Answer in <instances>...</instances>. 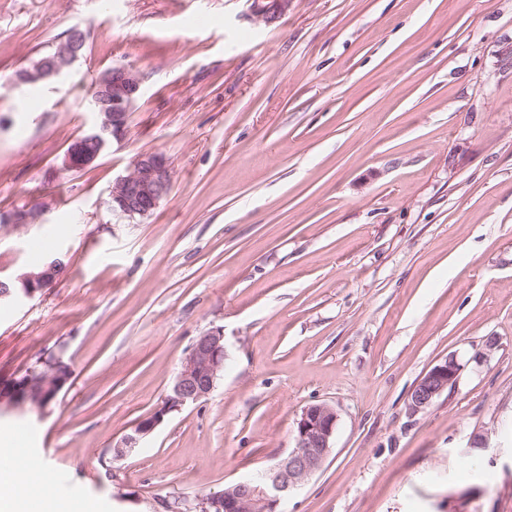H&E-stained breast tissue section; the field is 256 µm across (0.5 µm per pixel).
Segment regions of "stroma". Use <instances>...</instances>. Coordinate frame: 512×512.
<instances>
[{
	"label": "stroma",
	"mask_w": 512,
	"mask_h": 512,
	"mask_svg": "<svg viewBox=\"0 0 512 512\" xmlns=\"http://www.w3.org/2000/svg\"><path fill=\"white\" fill-rule=\"evenodd\" d=\"M253 5L0 0V212H41L0 224V278L69 259L0 301V384L52 353L72 373L0 433L28 434L73 512H163L273 466L325 402L334 448L283 512H512V0ZM75 26L79 58L17 83ZM114 66L141 78L127 137L63 171ZM146 152L171 186L131 221L109 190ZM215 327L211 394L110 460ZM451 353L456 384L410 413ZM293 0H254L256 13L267 23L276 22L287 13ZM60 264V260H54L43 267L32 271L34 273H23L16 278L22 284V288H18L13 292L9 286L0 282V298H10L20 300L24 298H32L36 293H41L46 288H50L58 279L59 274L56 273V267ZM43 270V271H42Z\"/></svg>",
	"instance_id": "obj_1"
}]
</instances>
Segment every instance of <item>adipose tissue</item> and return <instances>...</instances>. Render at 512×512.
Masks as SVG:
<instances>
[{"mask_svg":"<svg viewBox=\"0 0 512 512\" xmlns=\"http://www.w3.org/2000/svg\"><path fill=\"white\" fill-rule=\"evenodd\" d=\"M44 493L34 495L31 483L21 468H13L0 476V512H25L29 503H36L35 512H69V506L60 493L54 491L50 471H43Z\"/></svg>","mask_w":512,"mask_h":512,"instance_id":"adipose-tissue-1","label":"adipose tissue"}]
</instances>
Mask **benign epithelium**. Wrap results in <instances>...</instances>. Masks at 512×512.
I'll return each mask as SVG.
<instances>
[{
    "instance_id": "benign-epithelium-1",
    "label": "benign epithelium",
    "mask_w": 512,
    "mask_h": 512,
    "mask_svg": "<svg viewBox=\"0 0 512 512\" xmlns=\"http://www.w3.org/2000/svg\"><path fill=\"white\" fill-rule=\"evenodd\" d=\"M293 0H254L256 13L267 23L277 21L287 13ZM78 46L64 47L50 61H41L18 75L17 83L35 79L46 80L60 75L76 58ZM141 80L130 68L114 66L100 74L91 100L98 120L94 128L82 135L62 159L66 171H80L92 166L107 146L121 141L128 132V117L140 95ZM171 170L164 155L142 153L133 161L127 175L112 183L109 198L112 209L130 219L149 216L168 194ZM60 261L48 263L38 274L23 273L17 277L22 288L12 291L0 282V298L20 300L31 298L51 287L58 279L56 267ZM227 354L224 331L216 327L198 336L185 357L166 403L155 415L142 420L133 433L113 446L121 459L135 450L141 439L153 432L171 411L185 403L196 402L210 395L224 372ZM460 363L454 354L429 369L413 386L408 409L415 414L427 410L435 399L458 378ZM338 415L327 403H314L303 408L296 420L295 447L286 457L257 477L242 479L224 491L207 499L216 512H280L278 506L288 492L301 485L321 469L333 448Z\"/></svg>"
}]
</instances>
